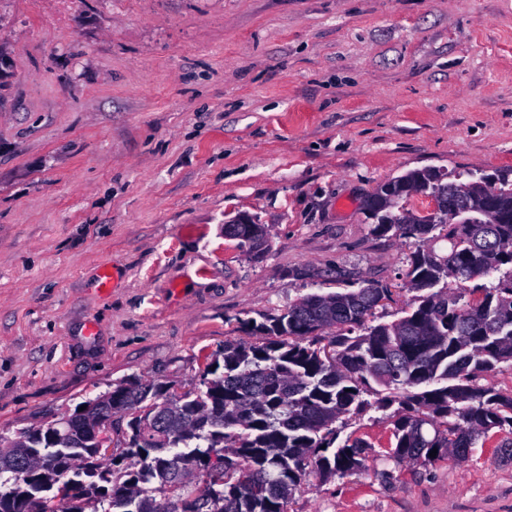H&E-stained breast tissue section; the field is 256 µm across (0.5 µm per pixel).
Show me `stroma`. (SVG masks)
<instances>
[{
	"instance_id": "1",
	"label": "stroma",
	"mask_w": 512,
	"mask_h": 512,
	"mask_svg": "<svg viewBox=\"0 0 512 512\" xmlns=\"http://www.w3.org/2000/svg\"><path fill=\"white\" fill-rule=\"evenodd\" d=\"M0 435L114 384L181 391L244 320L390 286L360 206L409 171L512 168V0H0ZM265 224L259 257L225 237ZM382 451L390 413L336 424ZM471 457L310 473L288 512H512ZM237 224H258V222L250 215L243 214V215H240L239 217H237L236 219H234L231 224L224 225V235L227 237H230L232 239L238 240L239 247L245 248L246 240L243 239V237L246 236L250 232V229L253 226L247 227L244 225H239V227H234ZM261 225L263 226V230L264 229L266 230V232H265L266 237L264 238V243L262 244V246L263 245L265 246V244L267 243L268 231L264 224H261ZM254 235H255L254 232H250V234L248 235V243L251 245L252 248L255 249L261 244V242L263 241V237L261 235L254 237ZM262 246L257 248V251H255V252L261 251L263 249Z\"/></svg>"
}]
</instances>
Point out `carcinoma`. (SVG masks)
Wrapping results in <instances>:
<instances>
[{"instance_id": "obj_1", "label": "carcinoma", "mask_w": 512, "mask_h": 512, "mask_svg": "<svg viewBox=\"0 0 512 512\" xmlns=\"http://www.w3.org/2000/svg\"><path fill=\"white\" fill-rule=\"evenodd\" d=\"M438 177L436 168L410 171L379 184L362 206L368 215L391 204L392 222L373 232L413 246L403 277L414 295L402 316L371 324L394 295L374 281L308 294L243 322L266 340H225L223 365L191 382L197 394L119 382L95 401L102 412L132 411L125 451L108 456L85 438L65 449L78 461L70 469L51 459L36 429L27 434L37 446L28 481L15 472L25 449L0 443V486L12 490L0 512H169L154 482L191 512H287L310 472L365 468L371 444L352 435L337 442L335 423L381 389L376 407L396 406L383 457L397 465L426 464L434 449L465 460L491 430L512 433V391L479 383L512 364V169L494 172L495 222L478 204L487 189L472 184L471 170ZM404 180L438 205L457 200L459 223L431 224L408 208ZM439 241L447 252H437Z\"/></svg>"}]
</instances>
